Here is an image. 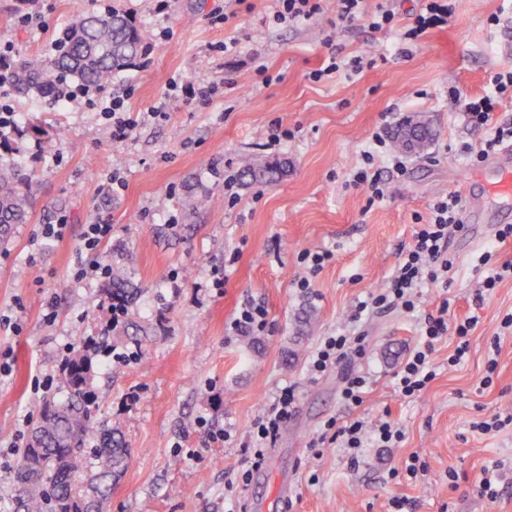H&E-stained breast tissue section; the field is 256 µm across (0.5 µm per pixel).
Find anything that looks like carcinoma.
Segmentation results:
<instances>
[{
    "mask_svg": "<svg viewBox=\"0 0 512 512\" xmlns=\"http://www.w3.org/2000/svg\"><path fill=\"white\" fill-rule=\"evenodd\" d=\"M81 21L62 30L51 50L0 68V87L31 91L54 102L62 86L103 90L112 78L138 66L148 47L127 13L116 6L105 12L82 11ZM434 131L421 120L398 127L396 143L416 153L433 141ZM29 176L12 157L0 158V242L11 226L26 221L27 194L20 186ZM131 290L125 272L112 271L110 302L127 304ZM68 397L46 404L22 448L15 476L14 512H90L79 481L86 453L99 461L96 474L100 498L107 499L108 481L125 467L128 450L121 431L96 417L91 390V360L82 350L71 353L62 378Z\"/></svg>",
    "mask_w": 512,
    "mask_h": 512,
    "instance_id": "obj_1",
    "label": "carcinoma"
}]
</instances>
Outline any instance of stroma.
<instances>
[{
  "label": "stroma",
  "mask_w": 512,
  "mask_h": 512,
  "mask_svg": "<svg viewBox=\"0 0 512 512\" xmlns=\"http://www.w3.org/2000/svg\"><path fill=\"white\" fill-rule=\"evenodd\" d=\"M123 9L150 46L144 65L114 77L108 96L126 101L133 127L126 138L86 99L46 105L0 88L16 129L0 142L20 145L31 176L29 219L0 243V347L12 351V374L0 384V512H9L19 456L13 444L28 436L45 397L34 377L55 373L66 345L99 335L111 318V280L76 282V251L86 225L108 224L112 236L98 261L122 266L134 299L130 317L148 331L137 363L93 360L99 418L121 430L126 468L112 481L104 512H393L396 498L409 512H512V427L480 434L479 416L512 414V335L499 336L512 312V279L484 303L473 291L484 273L477 256L497 249L512 261V243L496 246V225L468 224L453 233L456 266L447 287L424 289L417 315L382 311L351 322L356 304L387 282L400 250L411 244L433 201L462 192L484 173L459 153L482 135L464 125L451 91L476 96L492 76L512 67V0H455L447 26L428 30L421 45L376 32L366 20L336 26V5L305 24L273 20L272 0H0V57L13 62L48 48L78 10ZM500 15V25L488 22ZM238 41L236 52L224 45ZM368 56L360 74L312 81L328 54ZM210 83L209 104L187 97L185 86ZM430 119L436 138L421 155L408 154L404 174L378 168L390 184L384 200L368 203L349 186L372 135L405 119ZM290 138L273 140L274 125ZM282 166L275 180L257 181L245 164ZM123 187L113 188V175ZM234 179L238 201H224ZM211 195L207 208L195 197ZM46 224L65 225L62 240L42 238ZM329 250L333 260L296 286L305 268L301 251ZM233 260L225 269V260ZM227 276L226 286L213 281ZM263 302L269 327L259 337L231 335L241 304ZM450 300L458 317L477 316L470 353L449 368L452 345L433 354L437 375L413 402L397 397L393 374L420 341L422 314ZM55 317L45 321L47 302ZM364 334L363 353H349L335 371L309 380L311 355L325 336ZM498 370L482 387L492 340ZM367 375L370 386L355 409L340 397L346 373ZM303 388L293 416L268 448L248 485L243 442L272 393ZM391 416L404 430L390 448L366 443L357 463L336 445L310 442L325 422ZM229 429L231 440L209 437ZM426 476L391 477L410 454ZM506 469L496 501L477 483L495 462ZM460 478L450 485L449 470Z\"/></svg>",
  "instance_id": "35a3bbf8"
}]
</instances>
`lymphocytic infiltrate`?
<instances>
[{
	"label": "lymphocytic infiltrate",
	"mask_w": 512,
	"mask_h": 512,
	"mask_svg": "<svg viewBox=\"0 0 512 512\" xmlns=\"http://www.w3.org/2000/svg\"><path fill=\"white\" fill-rule=\"evenodd\" d=\"M365 0H336L338 20L349 22L357 18H366L368 26L374 30H393L396 13L388 0H382L375 10L366 11ZM453 0H422V8L412 25L407 27L402 37L411 44H418L428 30L443 26L452 16ZM451 97L457 104L466 123L475 130H488V137L479 147L464 145L463 151L471 161H483L504 143H512V124L494 123L493 115L504 100H512V68L497 72L492 78L491 88L478 96H467L452 92ZM387 157L391 169L404 173L405 157L392 151L387 135L373 134L369 150L363 153V164L352 174L354 187L364 190L369 201L382 200L388 193V187L373 164L378 156ZM464 205L457 193H450L436 199L430 206V216L425 224L419 225L411 246L399 253L398 262L384 288L360 301L356 307L355 318L374 311L399 309L406 313H416L420 307V290L429 285H447L448 273L455 266V258L448 250V239L453 232L462 230ZM112 227L108 224L86 225L77 250V279L89 277L107 278L112 274L111 267L94 261L93 256L99 244L110 238ZM478 323L477 317L457 318L451 316L448 305H440L436 312L424 317L421 345L415 347L401 362L394 373L395 390L401 398L411 399L418 396L435 378L436 370L431 356L435 345L442 338L455 343L448 357L449 366H458L466 358L470 349V336ZM299 390L297 385L279 387L272 395L271 403L254 424L250 434L251 466L260 468L264 461L267 445L275 441L282 425L293 415ZM403 430L398 422L381 418L373 426L355 419L344 425L336 421L325 423L323 430L314 440L315 445L325 443L339 444L350 461H357L365 439H372L377 445L391 447L401 442Z\"/></svg>",
	"instance_id": "obj_1"
}]
</instances>
